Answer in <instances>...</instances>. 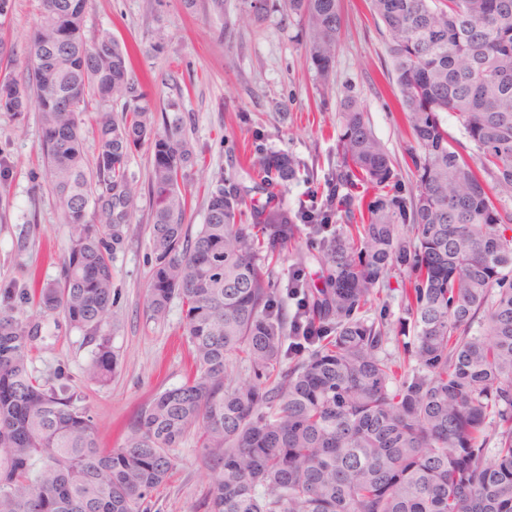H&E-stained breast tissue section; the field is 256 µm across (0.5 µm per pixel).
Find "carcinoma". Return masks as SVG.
<instances>
[{"label":"carcinoma","instance_id":"cac0c4a2","mask_svg":"<svg viewBox=\"0 0 512 512\" xmlns=\"http://www.w3.org/2000/svg\"><path fill=\"white\" fill-rule=\"evenodd\" d=\"M256 22L296 15L307 58L331 73L339 0H242ZM87 0H43L27 80L0 81V111L39 107L46 180L69 238L63 283L39 290L43 316H63L97 342L86 379L116 364L102 334L112 306L111 248L137 210L127 175L147 146L155 265L150 317L182 305L194 374L143 409L118 448L99 447L92 416L29 373L38 325L0 308V512H140L176 469L192 432L215 473L206 512H512V0H371L390 36L396 81L415 146L410 195L365 112L345 101L337 144L344 177L379 189L369 201L331 194L295 213L269 194L246 206L220 178L205 224L184 223L193 152L179 116H156L129 55L107 31L87 39ZM126 100L121 118L93 117L94 160L82 125L87 99ZM473 146L464 157L441 113ZM272 187L295 179L286 153L249 160ZM344 208L347 223L323 225ZM367 220L355 224V210ZM310 226L327 264L325 287L301 289L294 323L274 305L263 258L279 257ZM404 273L415 341L385 353L383 321L363 309ZM306 329L285 347L286 329ZM245 362L255 381L235 382Z\"/></svg>","mask_w":512,"mask_h":512}]
</instances>
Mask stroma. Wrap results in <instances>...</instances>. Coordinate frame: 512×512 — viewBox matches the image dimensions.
Wrapping results in <instances>:
<instances>
[{
    "label": "stroma",
    "mask_w": 512,
    "mask_h": 512,
    "mask_svg": "<svg viewBox=\"0 0 512 512\" xmlns=\"http://www.w3.org/2000/svg\"><path fill=\"white\" fill-rule=\"evenodd\" d=\"M343 31L329 80L307 60L306 33L296 17L280 12L253 22L241 0H88L85 34L105 30L130 53L134 74L155 111L175 108L194 163L186 170L190 196L185 222L205 221L209 187L216 179L238 188L249 204L266 200L260 178L247 165L252 155L285 153L300 164L296 178L279 190L281 204L295 211L316 205L330 192L354 189L338 180L336 143L344 132L343 102L365 110L375 138L389 155L404 187H411L412 137L390 56V38L374 18L369 0H341ZM42 0H11L0 17V79L28 76ZM164 41H157V33ZM150 149L131 155L127 173L139 192V211L112 252V308L103 332L117 358L110 382H88L85 368L96 345L64 318L42 319L35 288L61 277L68 238L55 198L44 179L45 159L38 106L0 112V307L11 306L40 324L31 342L30 373L54 388L65 387L74 404L98 425L100 447H120L138 413L165 389L181 385L191 360L181 339L182 310L172 300L164 320L150 318L146 293L154 255L147 192ZM303 270L322 286L326 267L317 238L301 232L285 257L270 264L274 300L286 315L297 304L288 279ZM171 479L144 501L142 512H204L213 474L198 451L197 435L176 448Z\"/></svg>",
    "instance_id": "1"
}]
</instances>
